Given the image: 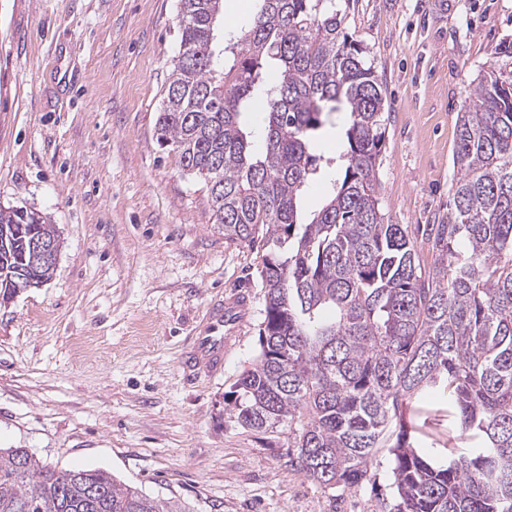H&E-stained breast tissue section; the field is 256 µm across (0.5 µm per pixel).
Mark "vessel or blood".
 <instances>
[{"label": "vessel or blood", "instance_id": "vessel-or-blood-1", "mask_svg": "<svg viewBox=\"0 0 512 512\" xmlns=\"http://www.w3.org/2000/svg\"><path fill=\"white\" fill-rule=\"evenodd\" d=\"M250 297L243 292L226 294L209 308L180 354V365L192 379L213 376L238 345L250 312Z\"/></svg>", "mask_w": 512, "mask_h": 512}]
</instances>
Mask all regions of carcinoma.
Masks as SVG:
<instances>
[{"instance_id":"carcinoma-1","label":"carcinoma","mask_w":512,"mask_h":512,"mask_svg":"<svg viewBox=\"0 0 512 512\" xmlns=\"http://www.w3.org/2000/svg\"><path fill=\"white\" fill-rule=\"evenodd\" d=\"M222 2L179 0L157 135L203 180L224 239L267 249L259 355L224 394L230 416L258 432L288 428L291 466L324 489L365 486L387 449L388 512H512V70L484 72L457 113L448 215L395 224L377 191L383 82L336 0H258L219 63ZM259 97L258 147L246 117ZM341 104L345 165L304 223L318 131ZM21 224L56 233L38 211L0 208L2 294L53 276L31 263ZM433 389L454 417L444 455L425 452L405 418ZM0 512L184 510L104 470L55 472L0 448Z\"/></svg>"}]
</instances>
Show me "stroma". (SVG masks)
<instances>
[{
	"instance_id": "35a3bbf8",
	"label": "stroma",
	"mask_w": 512,
	"mask_h": 512,
	"mask_svg": "<svg viewBox=\"0 0 512 512\" xmlns=\"http://www.w3.org/2000/svg\"><path fill=\"white\" fill-rule=\"evenodd\" d=\"M387 95L380 205L396 224L448 212L457 112L512 42V0H336ZM177 0H0V207L47 215L62 239L50 281L0 305V448L52 469H102L186 512H386L377 491L337 492L288 463L287 433L242 428L224 403L255 362L264 252L225 241L203 181L160 146L177 52ZM346 115L301 213L340 175ZM251 293L239 348L218 377L179 356L207 306Z\"/></svg>"
}]
</instances>
